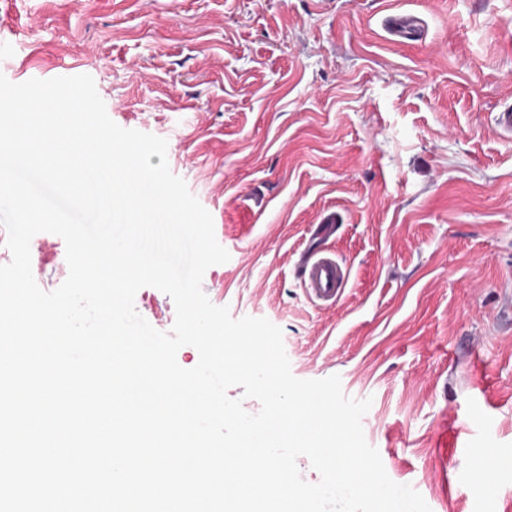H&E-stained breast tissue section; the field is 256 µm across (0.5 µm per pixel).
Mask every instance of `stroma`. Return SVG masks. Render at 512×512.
I'll use <instances>...</instances> for the list:
<instances>
[{
	"label": "stroma",
	"mask_w": 512,
	"mask_h": 512,
	"mask_svg": "<svg viewBox=\"0 0 512 512\" xmlns=\"http://www.w3.org/2000/svg\"><path fill=\"white\" fill-rule=\"evenodd\" d=\"M394 12L423 20L395 42ZM12 80L87 74L120 127L166 139L228 262L202 289L281 328L296 378L340 376L388 476L431 512L512 506V0H0ZM335 235L319 238L326 213ZM37 285L64 240H31ZM348 277L309 300L301 254ZM137 311L171 332L145 287Z\"/></svg>",
	"instance_id": "1"
}]
</instances>
